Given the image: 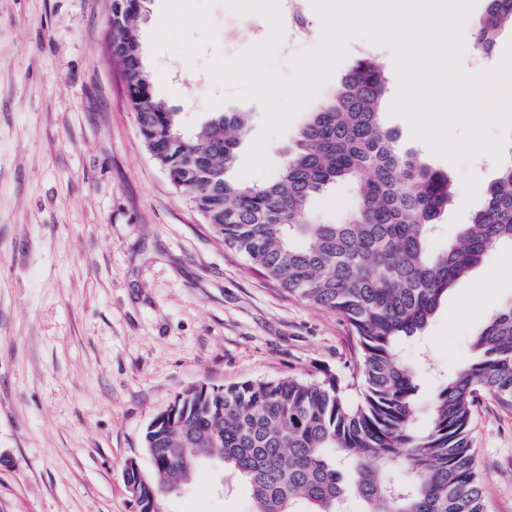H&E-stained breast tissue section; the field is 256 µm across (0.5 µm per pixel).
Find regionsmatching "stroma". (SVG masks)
<instances>
[{"mask_svg": "<svg viewBox=\"0 0 512 512\" xmlns=\"http://www.w3.org/2000/svg\"><path fill=\"white\" fill-rule=\"evenodd\" d=\"M162 8L149 0L137 21L157 98L187 130L219 110L247 113L245 157L260 106L208 108L201 67L152 49ZM110 17L111 0H0V512H137L124 466L152 472L143 434L177 394L288 374L345 384L354 367L351 327L254 273L155 163L105 52ZM212 18L226 57L260 39L223 5ZM384 122L461 190L459 171L404 120ZM356 203L339 181L308 216L338 223ZM511 302L512 245L501 243L422 336L400 342L420 410ZM471 438L485 512H512V410L483 397ZM220 474L201 467L165 512H247L246 486Z\"/></svg>", "mask_w": 512, "mask_h": 512, "instance_id": "obj_1", "label": "stroma"}]
</instances>
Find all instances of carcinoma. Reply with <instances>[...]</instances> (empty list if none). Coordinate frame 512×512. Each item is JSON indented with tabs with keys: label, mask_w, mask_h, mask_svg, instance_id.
I'll list each match as a JSON object with an SVG mask.
<instances>
[{
	"label": "carcinoma",
	"mask_w": 512,
	"mask_h": 512,
	"mask_svg": "<svg viewBox=\"0 0 512 512\" xmlns=\"http://www.w3.org/2000/svg\"><path fill=\"white\" fill-rule=\"evenodd\" d=\"M146 3L112 0L106 38L146 149L254 272L349 324L361 398L349 403L333 375L191 386L145 430L154 477L125 468L139 512H158L211 461L248 485L251 512H347L351 502L356 512H484L471 424L484 395L512 407V306L473 339L469 363L441 382L422 423L418 374L400 361L397 344L425 331L491 245L512 244V160L498 166L457 242L436 247L452 184L400 149L381 119L388 79L362 57L309 113L275 181L237 183L229 173L246 113H220L184 133L178 112L156 99L142 60L136 20ZM506 24L512 0H487L476 49L491 54ZM338 180L355 186L356 207L342 224L309 221V200Z\"/></svg>",
	"instance_id": "1"
}]
</instances>
